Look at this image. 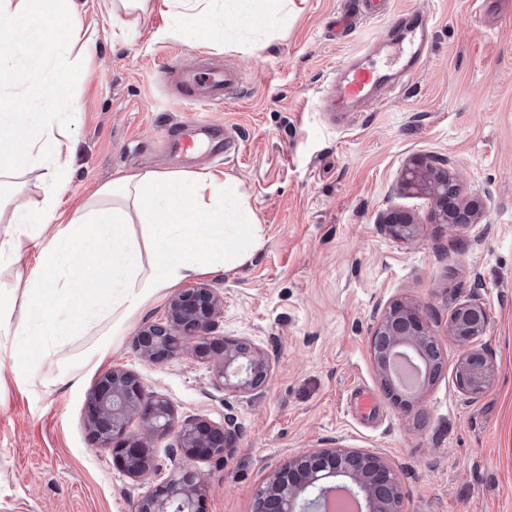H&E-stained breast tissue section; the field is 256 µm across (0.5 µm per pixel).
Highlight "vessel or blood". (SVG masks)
I'll return each mask as SVG.
<instances>
[{
  "label": "vessel or blood",
  "instance_id": "1",
  "mask_svg": "<svg viewBox=\"0 0 512 512\" xmlns=\"http://www.w3.org/2000/svg\"><path fill=\"white\" fill-rule=\"evenodd\" d=\"M432 20L414 14L392 26L377 44L367 46L356 59L336 68V95L328 103L332 112H352L359 106L380 101L396 83L407 82L421 69L429 48ZM183 95L216 104L238 84L236 72L203 61L184 68L179 77ZM217 126L204 116L191 117L177 126V148L183 153L197 152L201 136Z\"/></svg>",
  "mask_w": 512,
  "mask_h": 512
}]
</instances>
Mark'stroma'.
<instances>
[{
  "label": "stroma",
  "instance_id": "1",
  "mask_svg": "<svg viewBox=\"0 0 512 512\" xmlns=\"http://www.w3.org/2000/svg\"><path fill=\"white\" fill-rule=\"evenodd\" d=\"M79 2L96 37L57 103L77 109L60 212L120 171L206 168L242 184L261 224L264 244L248 261L198 277L224 297L218 335L267 351L261 394L225 392L189 355L159 364L139 356L133 338L164 319L163 295L133 314L100 365L137 374L180 417H233L234 448L198 464L206 512H254L270 470L335 443L383 456L401 478L404 512H512V0H386L385 14L341 39L329 22L346 0H294L287 30L257 35L250 54L165 36L162 0L137 16ZM411 10L434 19L420 73L366 111L318 109L331 70ZM203 54L238 73L223 105L180 97V69ZM196 113L226 128L236 152L219 136L193 155L166 148L164 130ZM414 155L447 169L462 196L486 201L480 223H438L429 199L401 189ZM395 210L417 218L412 240L390 235L384 219ZM472 296L490 315L477 346L494 366L476 399L456 385L461 348L448 335L451 309ZM401 300L421 306L445 358L409 415L379 385L370 335ZM93 342L74 337L33 365L0 334V512H132L149 482L174 469L171 437L153 441L145 482L92 440L85 407L96 375L71 367Z\"/></svg>",
  "mask_w": 512,
  "mask_h": 512
}]
</instances>
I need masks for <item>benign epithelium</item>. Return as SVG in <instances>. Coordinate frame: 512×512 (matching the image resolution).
<instances>
[{
	"label": "benign epithelium",
	"instance_id": "7a95c632",
	"mask_svg": "<svg viewBox=\"0 0 512 512\" xmlns=\"http://www.w3.org/2000/svg\"><path fill=\"white\" fill-rule=\"evenodd\" d=\"M452 177L419 157L406 163L401 177L404 190L431 200L441 224L464 227L477 224L484 211L448 191ZM398 240L415 236L417 219L395 214L386 219ZM224 312V297L204 285H191L168 299L165 320L146 323L133 339L134 348L150 363H163L191 354L208 362L205 340ZM489 314L480 299L454 306L448 315V335L463 348L455 366L458 388L472 397L489 387L493 366L474 343L484 335ZM373 356L383 390L395 406L410 413L418 406L437 371L427 346L436 342L420 309L413 303L391 307L371 329ZM224 358L212 366L214 384L239 395H256L266 386L272 364L267 352L246 337L223 336ZM405 357L415 363L418 380L407 386L396 380L394 362ZM139 423L140 432L131 431ZM86 426L97 445L119 460L134 478L154 468L150 442L172 435L173 454L187 463L149 487L135 502L133 512H203L205 497L201 473L190 462L224 455L233 447L237 430L232 420L217 426L199 418L178 417L171 402L147 391L140 378L112 369L95 380L86 406ZM355 501L358 512H403L401 482L381 457L334 445L308 451L271 470L256 492L255 512H334L337 494Z\"/></svg>",
	"mask_w": 512,
	"mask_h": 512
}]
</instances>
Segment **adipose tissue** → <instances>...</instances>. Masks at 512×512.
Here are the masks:
<instances>
[{"label":"adipose tissue","instance_id":"obj_1","mask_svg":"<svg viewBox=\"0 0 512 512\" xmlns=\"http://www.w3.org/2000/svg\"><path fill=\"white\" fill-rule=\"evenodd\" d=\"M173 32L192 31L202 42L226 41L229 31L259 26L285 29L293 0H163ZM0 43L23 48L0 55V68L22 66L27 80L0 84V270L20 263L31 244L40 266L27 278L25 320L12 324L13 289H0V330L14 345H35L38 361L74 336L98 337L85 365L108 347L101 323L119 333L151 298L207 271L243 264L264 240L257 214L236 179L213 171L128 170L102 184L74 214L58 220V193L71 179L67 131L73 115L48 111L78 69L54 52L91 44L75 0H0ZM34 98L45 109L29 111ZM40 171L43 197L31 203L16 179ZM142 235H135L133 225Z\"/></svg>","mask_w":512,"mask_h":512}]
</instances>
